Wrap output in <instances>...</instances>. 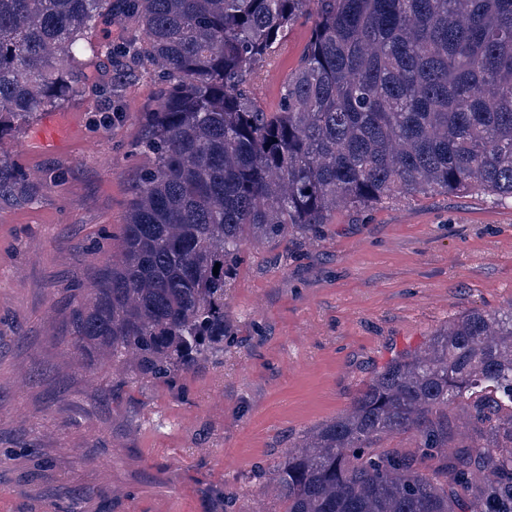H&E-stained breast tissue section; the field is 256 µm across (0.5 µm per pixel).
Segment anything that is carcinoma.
Returning a JSON list of instances; mask_svg holds the SVG:
<instances>
[{
	"label": "carcinoma",
	"mask_w": 512,
	"mask_h": 512,
	"mask_svg": "<svg viewBox=\"0 0 512 512\" xmlns=\"http://www.w3.org/2000/svg\"><path fill=\"white\" fill-rule=\"evenodd\" d=\"M114 10L161 67L153 163L71 327L130 379L171 386L224 356L249 246L428 191L512 199V0H0V139L95 81L89 34ZM306 14L269 112L251 77ZM44 183L0 160V199L32 204ZM397 434L413 446L381 445ZM273 474L283 512H512V301L392 360Z\"/></svg>",
	"instance_id": "carcinoma-1"
}]
</instances>
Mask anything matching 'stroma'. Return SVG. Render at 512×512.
<instances>
[{
    "label": "stroma",
    "instance_id": "stroma-1",
    "mask_svg": "<svg viewBox=\"0 0 512 512\" xmlns=\"http://www.w3.org/2000/svg\"><path fill=\"white\" fill-rule=\"evenodd\" d=\"M312 17L255 85L276 111ZM98 86L69 155L34 126L0 159L47 184L0 203V512H280L271 472L290 444L343 412L392 359L444 324L512 300V201L478 192L336 212L313 244L247 249L228 291L236 340L168 387L123 381L75 349V301L115 257L141 171L144 115L162 85L140 60L99 53Z\"/></svg>",
    "mask_w": 512,
    "mask_h": 512
}]
</instances>
